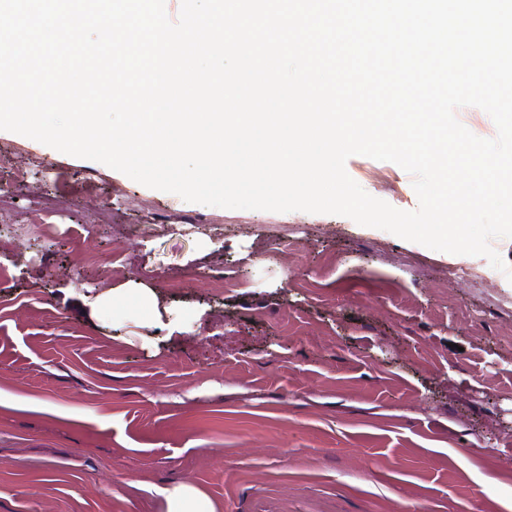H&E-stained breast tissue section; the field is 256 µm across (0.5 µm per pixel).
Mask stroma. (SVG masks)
<instances>
[{
    "label": "stroma",
    "instance_id": "1",
    "mask_svg": "<svg viewBox=\"0 0 512 512\" xmlns=\"http://www.w3.org/2000/svg\"><path fill=\"white\" fill-rule=\"evenodd\" d=\"M346 171L417 209L398 165ZM120 286L160 322L78 304ZM181 483L214 512H512V281L0 130V512H164Z\"/></svg>",
    "mask_w": 512,
    "mask_h": 512
}]
</instances>
